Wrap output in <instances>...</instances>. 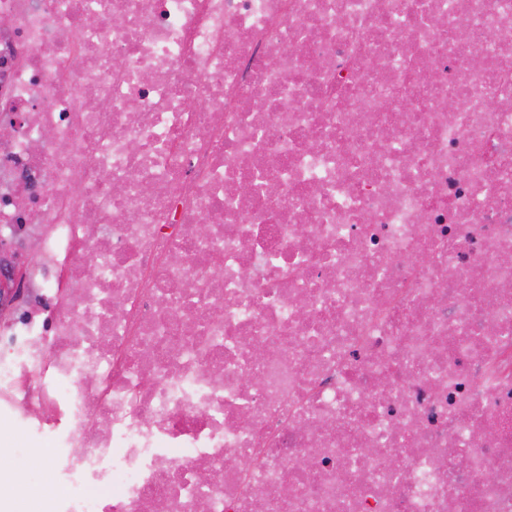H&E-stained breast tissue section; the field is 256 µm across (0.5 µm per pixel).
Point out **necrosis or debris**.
Returning a JSON list of instances; mask_svg holds the SVG:
<instances>
[{"label":"necrosis or debris","mask_w":512,"mask_h":512,"mask_svg":"<svg viewBox=\"0 0 512 512\" xmlns=\"http://www.w3.org/2000/svg\"><path fill=\"white\" fill-rule=\"evenodd\" d=\"M2 124L36 512H512V0H0Z\"/></svg>","instance_id":"obj_1"}]
</instances>
